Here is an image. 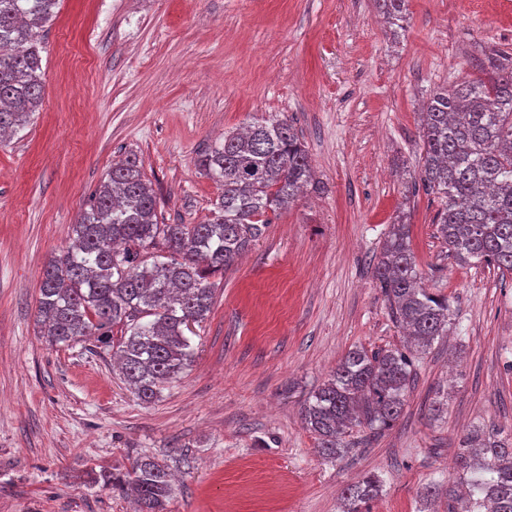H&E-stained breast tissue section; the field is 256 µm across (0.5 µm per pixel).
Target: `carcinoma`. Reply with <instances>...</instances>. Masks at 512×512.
I'll return each instance as SVG.
<instances>
[{"label":"carcinoma","instance_id":"1","mask_svg":"<svg viewBox=\"0 0 512 512\" xmlns=\"http://www.w3.org/2000/svg\"><path fill=\"white\" fill-rule=\"evenodd\" d=\"M386 23L405 18L408 0H376ZM59 0H0V135L25 128L42 103L44 31ZM479 75L435 89L423 109L422 157L414 189L443 202L435 224L463 264L512 273V51L478 48ZM220 188L211 218L163 224L159 198L136 154L112 163L71 226L68 245L43 271L40 336L71 347L88 336L118 357L133 395L154 402L192 362L188 333L211 311L215 274H224L265 234L264 216L318 189L306 146L285 117L230 132L197 160ZM390 315L408 330V350L351 349L302 411L320 452L339 458L354 426L382 432L401 416L414 381L413 358L448 331V297L421 285L406 221L392 224L373 268ZM455 461L462 491L433 488L448 512H512V433L470 432ZM105 488L134 492L138 512H166L168 467L136 457L124 472L102 471ZM381 480L364 477L341 495V512H362Z\"/></svg>","mask_w":512,"mask_h":512}]
</instances>
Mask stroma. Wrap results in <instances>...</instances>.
Here are the masks:
<instances>
[{
    "instance_id": "1",
    "label": "stroma",
    "mask_w": 512,
    "mask_h": 512,
    "mask_svg": "<svg viewBox=\"0 0 512 512\" xmlns=\"http://www.w3.org/2000/svg\"><path fill=\"white\" fill-rule=\"evenodd\" d=\"M45 42L42 106L0 143V512H135L80 476L140 454L176 475L167 512H340L369 474L368 512H448L425 487L457 480L472 430L512 429V275L454 262L440 199L406 180L424 101L473 77L477 45L512 48V0H409L397 31L375 0H61ZM272 114L302 132L323 190L216 276L181 379L144 404L92 345L49 346L42 271L113 160L137 153L164 222L198 224L218 195L199 153ZM402 213L455 317L417 357L399 420L354 428L332 459L301 409L349 349L402 346L372 276ZM381 480L375 475L364 477L347 487L341 495L340 512H363L362 505L375 498L381 490Z\"/></svg>"
}]
</instances>
